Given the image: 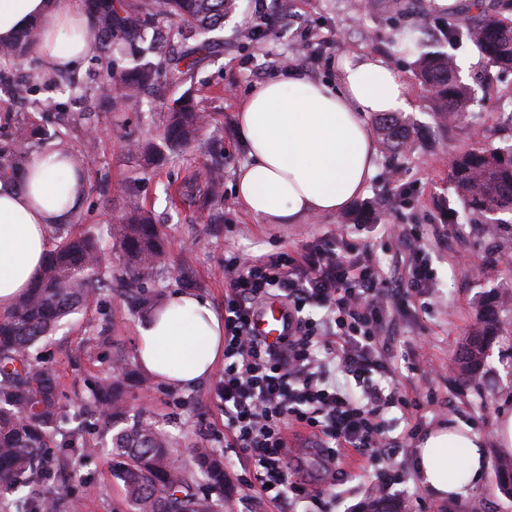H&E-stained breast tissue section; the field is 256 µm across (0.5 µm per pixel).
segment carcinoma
<instances>
[{"instance_id":"carcinoma-1","label":"carcinoma","mask_w":512,"mask_h":512,"mask_svg":"<svg viewBox=\"0 0 512 512\" xmlns=\"http://www.w3.org/2000/svg\"><path fill=\"white\" fill-rule=\"evenodd\" d=\"M94 34V50L106 62L108 79L91 89L111 111H124L126 103L162 77L177 85L184 82L200 61L205 42L199 36L224 26V18L236 8V0H148L142 9L134 0H85ZM469 14L464 26H448L442 36L428 40L410 37L417 56L420 85L438 103L437 118L451 110L460 112L472 99V90L456 76L448 63V49L465 42L476 45L488 63L512 68V15H493L485 0H466ZM158 18H173L169 33L185 49L160 67L147 60L156 50L155 39L148 38ZM40 38L38 26L21 31L13 41L0 42V59L21 62ZM67 80L65 73H36L8 90L10 99L29 105L31 117L17 123L7 136L0 137V180L25 178L28 162L36 146L50 137L37 115L46 111L35 97L47 83ZM163 146L134 144L143 157L157 161L163 150L186 148L206 127L208 118L191 96L165 106ZM72 121L85 126L82 149L60 144L76 175H81L85 158L95 149L91 117L80 114ZM382 128L402 149L406 135L402 120L392 113L380 119ZM456 195L473 214L484 216L491 225L512 224V143L463 152L450 162ZM205 207L223 199V176L218 168L206 170ZM110 240L91 234H73L66 225L55 227L53 243L43 268L28 291L13 306L0 312V490L13 494L5 512H58L57 499L40 489L50 474L54 460L49 441L60 437L58 447L89 454L86 441L80 440L85 423L70 426L61 405L54 374L40 365L34 350L52 333L61 320L79 312L89 296L110 286L112 273L106 261V243L120 250L125 259L128 291L140 294L159 276L164 254L161 226L145 215L132 196H127L121 223L113 225ZM508 300L501 293L478 302L477 325L464 344L458 367L469 381L481 373L490 342L499 330L498 307ZM121 371L113 379L99 382L82 412L96 417L95 425L111 434L116 472L132 503L134 512H219L224 503V454L213 448H192L190 462L177 465L171 459L179 442L152 416L139 413L132 424L112 432V426L127 420L124 401L128 386L145 383L139 374L127 370L117 357ZM499 488L512 497V461L503 459L497 466Z\"/></svg>"}]
</instances>
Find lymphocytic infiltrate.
Returning <instances> with one entry per match:
<instances>
[{"label": "lymphocytic infiltrate", "mask_w": 512, "mask_h": 512, "mask_svg": "<svg viewBox=\"0 0 512 512\" xmlns=\"http://www.w3.org/2000/svg\"><path fill=\"white\" fill-rule=\"evenodd\" d=\"M225 447L248 467V487L280 505L306 502V485L288 471L289 424L311 430L335 484L343 450L385 460L375 489L388 494L395 469L384 416L412 408L376 336L390 293L371 256L346 257L335 239L290 254L233 255L224 261ZM278 298L290 332L279 345L252 331L262 302ZM325 308L322 320L304 316L306 306Z\"/></svg>", "instance_id": "obj_1"}]
</instances>
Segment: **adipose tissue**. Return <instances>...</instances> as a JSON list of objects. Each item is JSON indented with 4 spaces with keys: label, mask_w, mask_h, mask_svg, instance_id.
<instances>
[{
    "label": "adipose tissue",
    "mask_w": 512,
    "mask_h": 512,
    "mask_svg": "<svg viewBox=\"0 0 512 512\" xmlns=\"http://www.w3.org/2000/svg\"><path fill=\"white\" fill-rule=\"evenodd\" d=\"M33 24L43 67L72 66L93 46L77 0H0L1 41ZM337 71L333 81L293 71L255 85L241 103L236 120L249 161L235 190L259 223L297 224L346 207L375 170L369 117L411 111L404 82L381 57L346 53ZM29 169V181H0V311L37 277L50 229L70 223L84 203V187L58 152L33 155ZM140 332V367L174 389L202 382L224 358V318L192 292L170 297ZM489 463L484 438L464 425L438 426L418 448L420 482L440 500L467 496Z\"/></svg>",
    "instance_id": "adipose-tissue-1"
}]
</instances>
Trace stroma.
<instances>
[{"label": "stroma", "instance_id": "stroma-1", "mask_svg": "<svg viewBox=\"0 0 512 512\" xmlns=\"http://www.w3.org/2000/svg\"><path fill=\"white\" fill-rule=\"evenodd\" d=\"M425 15L401 13L392 0H291L289 13L275 0H238L224 22L221 41L207 53L182 85L158 83L131 100L121 118L106 103L84 96L85 87L104 78L93 54L70 70L73 88H41L38 96L54 112L93 115L95 154L84 173L87 192L76 232L105 234L118 223L124 200L116 195L127 187L141 206L161 224L167 239L162 277L151 293L168 299L189 290L205 296L216 311L224 309V259L234 253L273 255L305 251L343 234L347 243H368L372 259L400 290L389 297L380 334L388 348L390 367L404 396L419 400L417 409L391 410L385 430L397 443L404 468L391 490L402 512H512V497L498 488L494 467L500 455L490 450L493 464L481 486L468 498L439 501L420 484L416 471L423 436L439 423H462L492 440L500 413L512 408V304L501 314V331L488 353L481 386L464 384L455 361L476 323L479 298L493 290H512V226L487 233L462 210L450 185V161L459 152L497 145L512 139V70L488 66L469 44L453 56L465 81L473 82L479 98L464 121L436 120L432 100L415 78L413 53L401 44L403 34L419 25L438 30L454 16L461 0H425ZM263 8L268 25L260 39L245 30L256 8ZM373 52L399 73L413 109L404 113L408 146L398 155L377 147V163L364 191L347 207L329 216H311L299 224H261L243 208L235 194L239 170L248 154L235 121L236 112L254 84L297 70L316 80L336 76V60L345 53ZM192 92L211 125L200 140L166 160L145 165L126 147L127 137L159 139L162 109L172 99ZM224 166V212L216 224L198 205L172 207L168 186L193 178L194 192L204 197L206 166ZM432 270L428 287L411 297V273L420 264ZM146 317L120 280L88 300L83 311L65 321L55 335L38 344L36 353L52 369L68 413H75L97 381L110 370L113 357L124 354L136 366L140 327ZM219 374L199 385L173 389L158 380L148 388H131L126 400L132 411L147 410L179 439L175 461L186 457L185 445L213 448L224 454V471L231 486L224 492L223 512H280L244 484L243 461L224 448V404L216 394ZM288 462L314 501L313 512H366L373 490L374 466L348 453L335 488L323 482V460L305 438H291ZM44 486L79 512H132L113 457L98 448L88 459L58 455L56 468Z\"/></svg>", "mask_w": 512, "mask_h": 512}]
</instances>
